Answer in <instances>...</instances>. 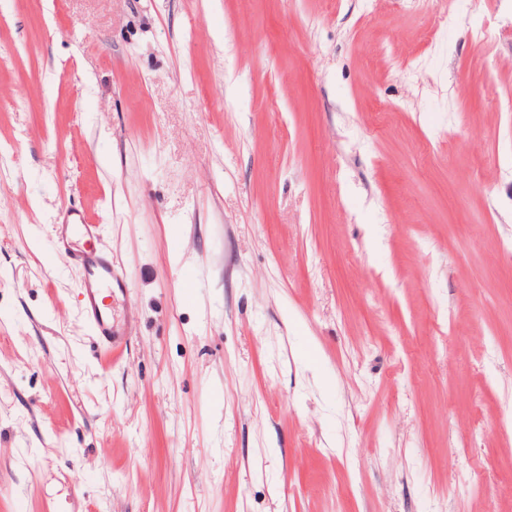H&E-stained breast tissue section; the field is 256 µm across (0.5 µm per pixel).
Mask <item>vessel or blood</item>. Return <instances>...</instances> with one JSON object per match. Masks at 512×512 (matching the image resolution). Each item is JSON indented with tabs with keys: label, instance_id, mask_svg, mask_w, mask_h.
<instances>
[{
	"label": "vessel or blood",
	"instance_id": "b4317fda",
	"mask_svg": "<svg viewBox=\"0 0 512 512\" xmlns=\"http://www.w3.org/2000/svg\"><path fill=\"white\" fill-rule=\"evenodd\" d=\"M84 270L86 283V316L98 337L107 348H115L118 333L112 325V316L97 304L96 294L100 286L111 284L114 280L111 262L96 250L89 249L73 253Z\"/></svg>",
	"mask_w": 512,
	"mask_h": 512
}]
</instances>
